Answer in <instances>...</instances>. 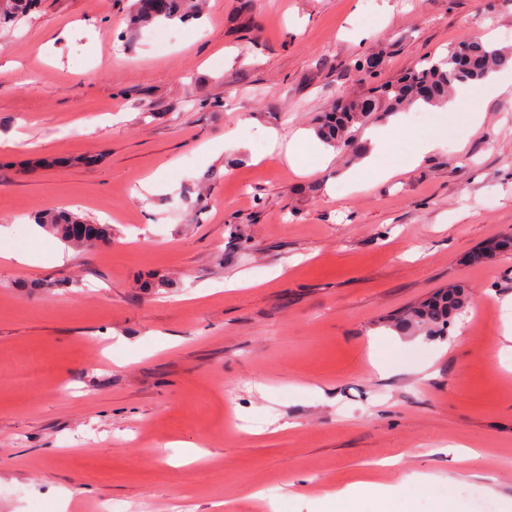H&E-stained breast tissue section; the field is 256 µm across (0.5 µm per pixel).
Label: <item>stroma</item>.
<instances>
[{
  "label": "stroma",
  "mask_w": 512,
  "mask_h": 512,
  "mask_svg": "<svg viewBox=\"0 0 512 512\" xmlns=\"http://www.w3.org/2000/svg\"><path fill=\"white\" fill-rule=\"evenodd\" d=\"M135 3L39 0L0 29V240L37 257L0 259V512H317L379 462L415 512H512V254L468 260L512 232V89L484 86L477 124L465 99L405 112L384 181L340 151L297 173L267 139L362 96L357 58L386 82L486 34L512 50V0H204L137 32ZM50 208L111 241L33 236ZM451 283L472 309L447 335L388 326ZM177 443L206 461L171 466Z\"/></svg>",
  "instance_id": "35a3bbf8"
}]
</instances>
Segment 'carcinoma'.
<instances>
[{
  "label": "carcinoma",
  "instance_id": "carcinoma-1",
  "mask_svg": "<svg viewBox=\"0 0 512 512\" xmlns=\"http://www.w3.org/2000/svg\"><path fill=\"white\" fill-rule=\"evenodd\" d=\"M34 0H0V21L9 22L26 15ZM194 11L193 0H137L133 24L148 27ZM512 67V52L471 41L450 48L446 55L431 58L391 82L374 83L360 98L344 101L328 111L316 126L317 136L338 150H352L355 128L381 121L409 105L440 106L453 95L456 84L483 80L488 73ZM37 223L62 242L79 246L87 242L108 241L112 228L108 224H92L72 213L46 209ZM512 251V235L500 238L497 247L486 245L470 255L474 262L491 258V251ZM469 293L463 285L442 288L432 296L400 311L390 321L394 329L442 336L453 320L468 304Z\"/></svg>",
  "mask_w": 512,
  "mask_h": 512
}]
</instances>
